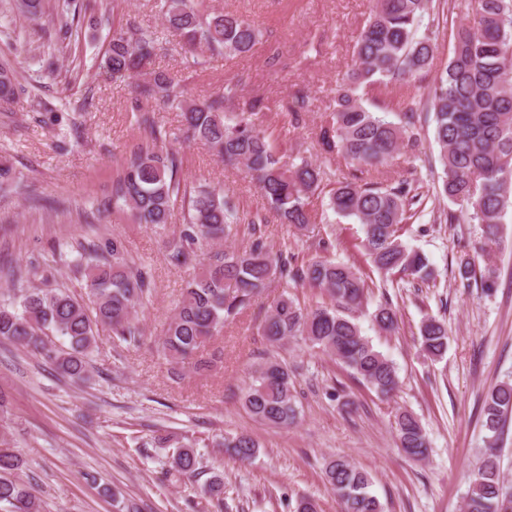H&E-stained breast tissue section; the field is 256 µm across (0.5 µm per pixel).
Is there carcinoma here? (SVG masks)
Instances as JSON below:
<instances>
[{"label":"carcinoma","mask_w":512,"mask_h":512,"mask_svg":"<svg viewBox=\"0 0 512 512\" xmlns=\"http://www.w3.org/2000/svg\"><path fill=\"white\" fill-rule=\"evenodd\" d=\"M155 4L163 26L178 35L191 53L204 49L213 56H246L260 42V31L237 13L203 12L199 0H155ZM428 9L429 0H375L356 41L351 67L336 84L334 109L318 134L324 153L347 160L348 176L336 182L329 204L335 213L362 226L363 255L379 270L413 276L423 283L433 279L428 258L401 240L403 225L415 215L412 206L420 200L418 187L407 180L385 185L374 176L395 155L418 149L415 110L399 113L396 123L371 111L367 103L389 84L429 70L435 44L430 36L419 34ZM468 9L472 19L458 27L452 56L445 70L434 76L426 102L434 113V138L444 171L441 194L485 226V246L491 249L499 245V224L512 207V0H468ZM12 10L38 25L45 4L14 0ZM81 11L80 0H58L51 50L64 52L85 37L76 23ZM157 50L153 32L120 24L112 30L102 67L117 79L149 76L140 85L145 100L180 109L189 137L224 161L245 166L280 223L307 229L308 198L328 181L325 168L305 159L288 162L272 134L255 119L262 111L261 100H254L247 114L226 111L224 103L235 94L230 81L222 96L187 100L178 79L154 69ZM25 91L14 68L1 63L0 99L8 101ZM133 111L136 123L150 130L151 142L136 146L125 158L112 182V207L128 212L135 224L157 227L169 223L173 204L181 200L183 224L168 242L167 260L176 268L195 271L182 288L161 340L169 362L178 368L191 364L197 370L207 369L209 361L202 352L224 324L272 284L291 279L326 292L331 303L308 309L280 295L262 322L267 342L283 347L300 339L334 355L377 395L392 396L399 386L396 367L374 348L352 316L368 295L367 277L347 262L319 257L300 263L286 249L275 251L253 220L248 248L216 249L202 262L205 247L239 234V208L221 190L182 183V158L166 148L168 132L151 111L139 105ZM70 263L84 290L83 299L66 288H29L25 286L29 270L9 271L13 296L0 300V339L52 362L61 376L80 383L88 379V359L99 327L110 328L120 341L132 342L140 336L136 318L151 295V281L115 238L110 247L95 242L82 247ZM373 320L383 333L398 329L396 310L388 302L377 307ZM420 344L428 357L443 359L448 348L445 322L425 321ZM296 401L295 371L288 365L270 358L251 371L243 404L254 420L288 427L297 419ZM510 416L512 383L502 382L484 402L485 450L464 496L465 512L512 510V483L500 467ZM395 430L405 456H427L429 439L413 412L398 411ZM5 444L0 442V512H41L40 498L18 476L20 459ZM153 445L175 447L166 474L188 480L199 475L201 462L192 441L161 436ZM213 447L224 448L246 463L257 456L260 443L244 431L213 441ZM323 475L340 512H385L371 492L372 476L348 459L327 461Z\"/></svg>","instance_id":"obj_1"}]
</instances>
